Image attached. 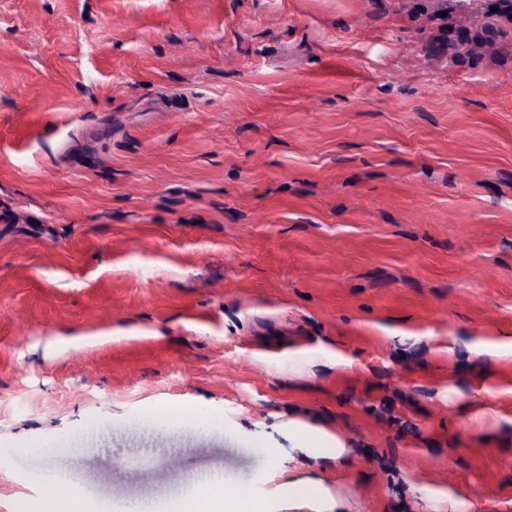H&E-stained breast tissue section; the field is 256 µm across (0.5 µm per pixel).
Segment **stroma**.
<instances>
[{
    "mask_svg": "<svg viewBox=\"0 0 512 512\" xmlns=\"http://www.w3.org/2000/svg\"><path fill=\"white\" fill-rule=\"evenodd\" d=\"M496 3L0 0V512H512ZM193 512H258L257 507L236 500L224 503L223 485L203 489L189 506ZM46 512H95L96 506L87 500L75 498L67 492H57L47 501Z\"/></svg>",
    "mask_w": 512,
    "mask_h": 512,
    "instance_id": "obj_1",
    "label": "stroma"
}]
</instances>
